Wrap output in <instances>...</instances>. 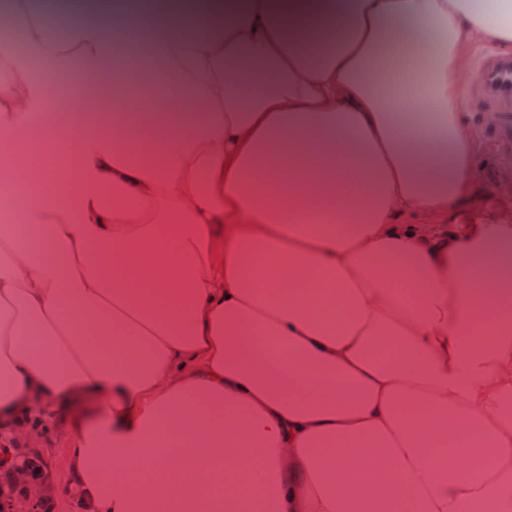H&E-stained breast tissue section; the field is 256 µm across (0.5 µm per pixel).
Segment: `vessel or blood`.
Returning a JSON list of instances; mask_svg holds the SVG:
<instances>
[{
  "label": "vessel or blood",
  "mask_w": 512,
  "mask_h": 512,
  "mask_svg": "<svg viewBox=\"0 0 512 512\" xmlns=\"http://www.w3.org/2000/svg\"><path fill=\"white\" fill-rule=\"evenodd\" d=\"M474 92L487 111L498 116V127H512V53L490 52L479 61Z\"/></svg>",
  "instance_id": "b4317fda"
}]
</instances>
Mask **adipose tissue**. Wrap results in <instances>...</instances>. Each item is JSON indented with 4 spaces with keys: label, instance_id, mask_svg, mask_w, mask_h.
<instances>
[{
    "label": "adipose tissue",
    "instance_id": "1",
    "mask_svg": "<svg viewBox=\"0 0 512 512\" xmlns=\"http://www.w3.org/2000/svg\"><path fill=\"white\" fill-rule=\"evenodd\" d=\"M0 29L36 57L0 42V416L102 401L87 512H512V215L456 221L467 46H512V0H143L64 36L13 0ZM35 139L69 180L22 171Z\"/></svg>",
    "mask_w": 512,
    "mask_h": 512
}]
</instances>
